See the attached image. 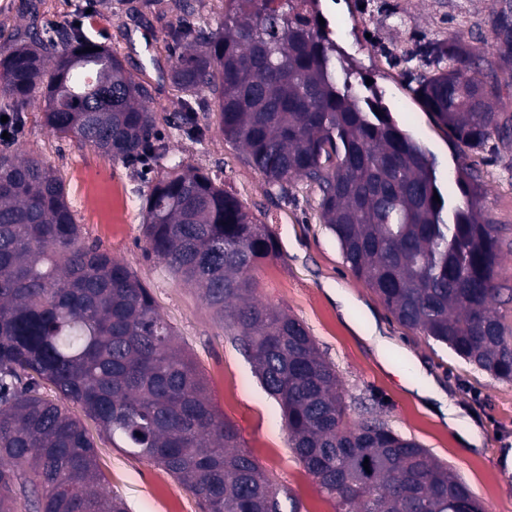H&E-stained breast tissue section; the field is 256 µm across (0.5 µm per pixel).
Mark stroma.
I'll return each mask as SVG.
<instances>
[{"mask_svg": "<svg viewBox=\"0 0 512 512\" xmlns=\"http://www.w3.org/2000/svg\"><path fill=\"white\" fill-rule=\"evenodd\" d=\"M37 3L47 31L80 26L91 40L112 48L151 93L152 108L174 162L216 175L226 191L277 236L282 257L264 262L257 273V296L301 320L322 353L336 367L348 412L358 417L373 407L402 436L414 439L448 464L469 486L486 512H512V383L498 381L459 359L451 350L403 327L379 297L346 266L333 233L319 218L318 195L305 182L286 192L270 188L251 167L242 149L218 133L215 98L197 107L199 136L182 128L184 93L171 83L170 33L179 13L168 0H0V53L25 24L30 3ZM387 10H361L358 0H320L331 36L354 66L369 74L399 126L435 159L442 186L454 183L461 159L454 142L413 92L401 67L377 51L412 47L419 38L446 40L470 32L469 47L489 56L481 23L493 0H387ZM45 103L33 100L13 148L19 156L37 155L59 174L67 201L87 240L100 243L126 263L149 288L164 318L186 343L205 374L216 408L239 430L241 442L279 484L302 504V512H335L334 503L297 464L288 447L279 404L262 388L252 362L224 335L197 288L185 285L156 260L146 258L143 237L145 174L73 139L56 136L44 123ZM485 171L484 211L492 223L506 225L512 240V153L493 147L470 154ZM344 302H337V295ZM377 327L391 346L378 357L364 335ZM454 402L460 427L435 400L411 389V362ZM92 437L108 493L121 497L129 512H205L199 497L155 464L113 447L81 408ZM479 444H471L469 430Z\"/></svg>", "mask_w": 512, "mask_h": 512, "instance_id": "stroma-1", "label": "stroma"}]
</instances>
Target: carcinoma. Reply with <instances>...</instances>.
Segmentation results:
<instances>
[{
  "mask_svg": "<svg viewBox=\"0 0 512 512\" xmlns=\"http://www.w3.org/2000/svg\"><path fill=\"white\" fill-rule=\"evenodd\" d=\"M319 16V0H228L218 30L174 31L171 81L190 97L217 96L220 135L268 184L284 192L300 179L317 190L346 264L399 323L512 381V326L495 308L501 225L485 215L483 172L461 166V200L444 193L426 150ZM485 24L494 62L463 33L383 53L394 65L417 62L415 91L462 153L494 136L512 146L500 79L512 70V0H497ZM37 96L60 138L128 163L168 153L148 89L112 49L78 26L48 36L33 15L0 58V113L19 127ZM66 197L42 158L0 152V512H128L62 399L208 512H284V498L301 512L212 404L149 288L85 243ZM144 212L147 255L201 290L281 405L289 448L335 512H483L448 465L379 413L348 415L307 327L257 298L256 272L280 248L237 197L179 162L151 182Z\"/></svg>",
  "mask_w": 512,
  "mask_h": 512,
  "instance_id": "obj_1",
  "label": "carcinoma"
}]
</instances>
